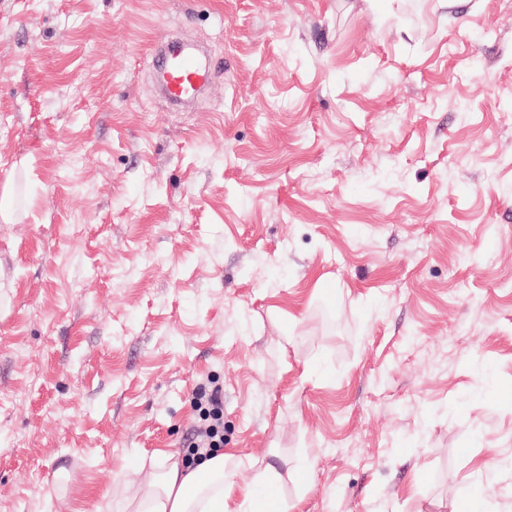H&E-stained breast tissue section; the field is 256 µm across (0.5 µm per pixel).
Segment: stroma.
<instances>
[{
	"instance_id": "stroma-1",
	"label": "stroma",
	"mask_w": 512,
	"mask_h": 512,
	"mask_svg": "<svg viewBox=\"0 0 512 512\" xmlns=\"http://www.w3.org/2000/svg\"><path fill=\"white\" fill-rule=\"evenodd\" d=\"M214 385L234 510L512 512V0H0V512H121ZM165 93L174 102L192 99L211 78L206 61L193 57L178 49H171L162 58Z\"/></svg>"
}]
</instances>
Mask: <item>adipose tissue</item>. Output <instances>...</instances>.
<instances>
[{
    "instance_id": "adipose-tissue-1",
    "label": "adipose tissue",
    "mask_w": 512,
    "mask_h": 512,
    "mask_svg": "<svg viewBox=\"0 0 512 512\" xmlns=\"http://www.w3.org/2000/svg\"><path fill=\"white\" fill-rule=\"evenodd\" d=\"M231 461L221 452L191 462L166 454L160 473L128 500L124 512H228L224 483Z\"/></svg>"
}]
</instances>
